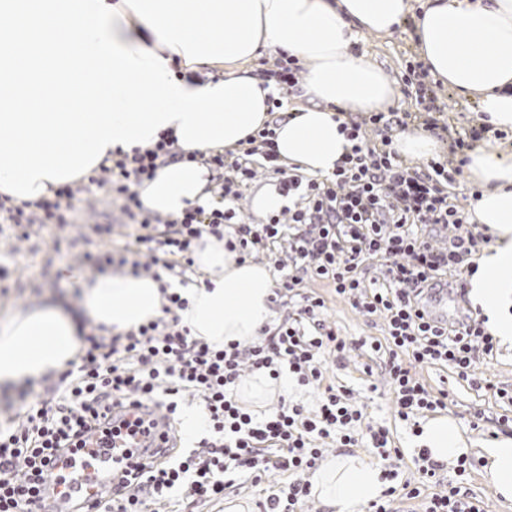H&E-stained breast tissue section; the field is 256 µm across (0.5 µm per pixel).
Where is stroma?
I'll list each match as a JSON object with an SVG mask.
<instances>
[{"label": "stroma", "instance_id": "obj_1", "mask_svg": "<svg viewBox=\"0 0 512 512\" xmlns=\"http://www.w3.org/2000/svg\"><path fill=\"white\" fill-rule=\"evenodd\" d=\"M358 53L366 61L380 67L396 87H403L405 65L418 61L417 35L413 20H405L383 38L371 35L358 36ZM118 210L103 195L81 201L73 224L65 228L55 227L35 231L22 237L18 227L0 226V250L11 253L7 288L0 292V319L8 311L37 304L46 294H54L64 300L70 309H77L82 280L94 277L95 269L85 264L86 253H97L111 248V236H100L96 225H111L113 234L120 233L117 222ZM68 266L77 270V278L62 280L59 269ZM307 291L323 297L325 314L335 325L337 332L350 340L359 341L345 364L329 366L326 381L344 385L359 393L365 404L367 422L388 425L396 446L404 452L400 461L402 479L417 482L418 466L413 448L416 437L391 415V389L382 371L383 358L369 348L370 341L382 339L385 322L382 317L366 316L352 305L321 284L310 282ZM414 373L420 381L432 388H439L441 380H448L450 397L446 416L452 418L460 432L472 440L470 456L474 466L465 485L471 496L483 502L487 512H512V501L504 500L492 488L486 473L483 450L487 447V435L491 431L512 436V424L499 425L502 416L512 417V404L495 396V388L512 392V345L499 346L491 357L480 358L475 367L477 377L491 381V388H476L450 382L449 370L440 366L418 365Z\"/></svg>", "mask_w": 512, "mask_h": 512}]
</instances>
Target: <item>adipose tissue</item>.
Wrapping results in <instances>:
<instances>
[{
	"mask_svg": "<svg viewBox=\"0 0 512 512\" xmlns=\"http://www.w3.org/2000/svg\"><path fill=\"white\" fill-rule=\"evenodd\" d=\"M410 12V0H0V194L35 202L82 181L115 150L153 146L172 131L186 152L233 150L268 118L267 89L251 74L260 48L307 67L309 105L276 132L283 164L331 175L351 143L337 109L381 110L396 90L381 70L350 50L355 34L383 36ZM417 53L430 73L475 101L489 124L512 129V0H425L415 19ZM221 70L199 79L202 68ZM465 167L480 192L468 220L496 244L477 258L468 295L490 331L512 339V151L476 147ZM203 162H177L138 188L145 211L175 219L219 205ZM206 285L170 278L189 301L183 324L222 347L256 342L275 314L268 265L237 262L206 234L193 253ZM158 282L127 271L85 283L83 315L123 333L162 314ZM81 346L71 312L48 299L0 322V386L66 368ZM282 381L257 372L238 385L240 402L260 410L283 394ZM432 460L451 464L469 451L453 420L428 418L421 437ZM498 494L512 499V436L486 450ZM325 512H359L381 496L377 464L328 457L311 476Z\"/></svg>",
	"mask_w": 512,
	"mask_h": 512,
	"instance_id": "1",
	"label": "adipose tissue"
}]
</instances>
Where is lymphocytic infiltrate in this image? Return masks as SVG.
<instances>
[{"label": "lymphocytic infiltrate", "instance_id": "1", "mask_svg": "<svg viewBox=\"0 0 512 512\" xmlns=\"http://www.w3.org/2000/svg\"><path fill=\"white\" fill-rule=\"evenodd\" d=\"M405 84L415 111L374 112L366 122L351 121L350 151L333 175L321 180L279 164L278 114L241 148L208 155L222 201L210 211L193 207L167 221L144 212L137 186L183 158L168 131L153 148L115 150L111 165L88 176L81 190L107 188L120 201L129 229L121 247L91 256L97 270L125 267L156 281L166 274L183 276L194 265L193 248L202 234L225 239L229 228L233 237L225 239L226 247L240 263L254 251L287 247L290 264L270 301L295 310L260 342L246 347L233 342L219 350L182 325L179 312L187 302L176 294L168 295L162 317L138 328L107 336L97 326L82 333L77 362L59 374L47 398L35 404L33 389L23 390L21 399L30 402L24 421L14 429L0 428V512H54L49 470L63 458L82 457L86 437L95 433L134 442L126 451L130 472L113 486L107 512H148L150 506L169 504L175 494L192 508L222 500L238 479L260 485L277 473L288 474L289 481L267 496L264 512H297L311 494L308 476L329 443L373 448L383 461L387 486L364 512H395L400 489L408 498H424L425 512H484L458 485L423 497L424 485L435 482L441 468L428 449H419L416 457L421 484L398 483L395 461L402 451L393 446L389 429L365 425L364 408L352 390L325 381L321 353L341 362L352 342L324 319V299L300 290L305 282L321 281L363 314L383 317L386 342L373 349L388 355L393 415L416 435L424 412L446 408L448 392L431 393L412 365L446 366L468 383L478 357L496 351L498 341L483 321L469 316L454 324L439 322L425 303L427 292L442 288L450 275L457 294H464L467 277L478 271L473 256L481 239L470 230L452 188L463 174L467 150L486 140L491 127L452 125L438 103L439 87L422 63L408 65ZM411 125L448 134L451 161L417 166L402 160L393 133ZM261 170L279 175L277 189L292 204L262 223L248 224L234 202L242 185ZM76 193L72 186L60 187L54 201L33 210L0 199V222L64 227L75 213ZM438 226L455 231L447 247H433L423 235ZM246 370H263L275 379L289 374L298 386L316 390L317 402L310 407L282 397L267 412L252 414L236 393ZM186 392L201 401L207 436L200 450L178 454L177 399Z\"/></svg>", "mask_w": 512, "mask_h": 512}]
</instances>
